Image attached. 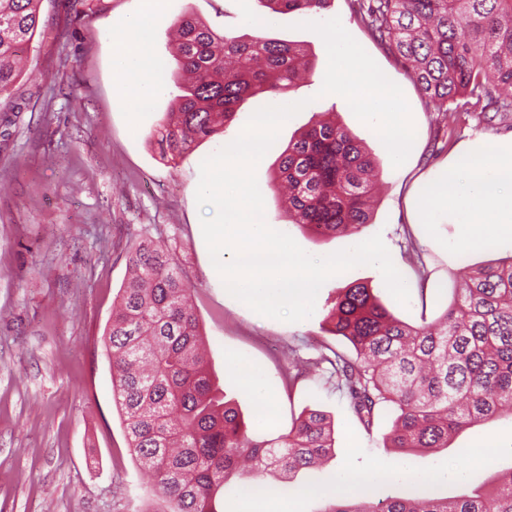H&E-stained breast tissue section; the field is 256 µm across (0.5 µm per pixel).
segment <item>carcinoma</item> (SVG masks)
Returning <instances> with one entry per match:
<instances>
[{
  "label": "carcinoma",
  "instance_id": "cac0c4a2",
  "mask_svg": "<svg viewBox=\"0 0 512 512\" xmlns=\"http://www.w3.org/2000/svg\"><path fill=\"white\" fill-rule=\"evenodd\" d=\"M41 0H0V108L11 103L16 62L29 48ZM259 16L317 14L330 0H256ZM371 37L409 71L428 103L472 98L501 124L512 122V0H351ZM174 56L187 75L153 137L175 161L199 140L225 133L248 96L284 94L314 62L301 46L244 37L185 17ZM381 160L347 126L319 119L289 141L278 167L292 223L326 236L371 223ZM130 277L112 307L103 343L112 396L128 451L150 477L145 512H218L227 482L267 471L293 485L335 454L336 424L302 412L288 432L253 435L238 405L212 378L191 284L172 253L150 235L129 242ZM455 297L431 323L397 317L368 284L341 289L322 327L353 352L323 343L315 358L292 360L288 381L328 374L368 433L395 415L384 447L439 451L461 433L512 412V256L462 265ZM320 512H512V468L447 496L402 490L383 498L335 497Z\"/></svg>",
  "mask_w": 512,
  "mask_h": 512
}]
</instances>
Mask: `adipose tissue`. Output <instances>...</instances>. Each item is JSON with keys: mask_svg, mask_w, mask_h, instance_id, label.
<instances>
[{"mask_svg": "<svg viewBox=\"0 0 512 512\" xmlns=\"http://www.w3.org/2000/svg\"><path fill=\"white\" fill-rule=\"evenodd\" d=\"M153 23V17L146 14L123 20L121 46L113 54V69L123 82L124 99L142 104L165 82V65L150 49ZM417 209L421 223L457 225L454 245L458 250H494L512 244V139L464 150L450 164L443 182L421 191ZM462 476L451 460L437 464L426 475L406 465L343 469L336 471L332 485L314 488L313 493L326 497L342 489L352 496L398 481L439 491L449 480Z\"/></svg>", "mask_w": 512, "mask_h": 512, "instance_id": "ef3b65f1", "label": "adipose tissue"}]
</instances>
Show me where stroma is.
Wrapping results in <instances>:
<instances>
[{"mask_svg": "<svg viewBox=\"0 0 512 512\" xmlns=\"http://www.w3.org/2000/svg\"><path fill=\"white\" fill-rule=\"evenodd\" d=\"M40 11L44 24L24 54L13 91L15 122L7 136H0V512H143L147 478L127 449L102 341L126 277V247L145 227L165 241L189 278L210 368L253 432H287L292 417L305 409L334 416L333 459L300 473L298 484L328 483L338 469H362L377 461L407 464L425 474L452 459L467 471L464 480L449 482L446 493L452 496L463 484L476 485L489 476V469L470 466L471 450L482 437L497 440L496 466L512 465V417L506 415L473 427L437 454L406 455L384 447L392 415L366 433L326 377L288 379L290 355L314 357L313 343L323 336L320 316L296 323L262 316L243 307L214 274L200 222L214 210H199L196 202L200 164L232 142L257 109L272 104V96L245 98L226 134L200 141L173 162L162 160L152 139L178 93L173 79H166L146 105H119L111 25L136 14L156 17L151 50L171 74L176 61L170 33L180 17L193 15L216 30L251 35L255 28L245 19L254 13L252 0H42ZM323 17L340 18L401 87L415 142L407 161L393 167L387 150L346 101L321 95L327 68L323 39L302 28V15H274L265 34L307 44L315 67L287 92V100L304 107L282 127L257 167L265 221L314 256L349 248L351 237H317L292 224L272 186L289 140L318 113L334 114L382 161L380 200L358 238L381 235L407 283L409 303L392 297L377 268L361 265L328 279L315 306L323 308L341 288L364 282L410 324L433 320L453 298L460 265L507 257L512 248L455 251V225L421 224L416 198L466 145L495 142L512 131L475 114H459L454 126H447L402 63L352 14L349 0H332ZM412 249L421 263L409 257ZM235 359L262 370L275 404L273 423L259 424L255 397L231 368Z\"/></svg>", "mask_w": 512, "mask_h": 512, "instance_id": "35a3bbf8", "label": "stroma"}]
</instances>
